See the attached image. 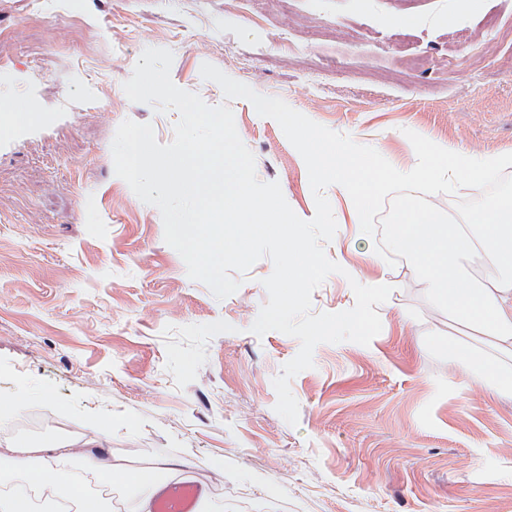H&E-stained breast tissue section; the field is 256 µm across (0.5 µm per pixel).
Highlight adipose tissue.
Listing matches in <instances>:
<instances>
[{
  "label": "adipose tissue",
  "instance_id": "ef3b65f1",
  "mask_svg": "<svg viewBox=\"0 0 512 512\" xmlns=\"http://www.w3.org/2000/svg\"><path fill=\"white\" fill-rule=\"evenodd\" d=\"M387 240L392 251L412 259L430 294L447 308L449 320L496 345L497 355L474 349L468 360L487 393H512V367L501 361L502 355L512 356V195L462 222L439 219L427 208L402 206ZM480 255L490 266L484 275L472 268ZM110 435L103 427L79 438L30 444L1 438L0 512H28L27 500L18 495L25 488L48 503L73 501L78 512H115L110 500L87 491L91 478L103 485L128 480L129 512H152L154 494L145 491V484L178 470L179 461L138 469L117 463L107 446Z\"/></svg>",
  "mask_w": 512,
  "mask_h": 512
}]
</instances>
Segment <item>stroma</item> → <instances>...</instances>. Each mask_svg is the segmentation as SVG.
Segmentation results:
<instances>
[{
  "mask_svg": "<svg viewBox=\"0 0 512 512\" xmlns=\"http://www.w3.org/2000/svg\"><path fill=\"white\" fill-rule=\"evenodd\" d=\"M148 47L172 52L177 87L229 104L258 179L305 220L302 156L203 64L401 171L409 129L512 153V0H0V109L33 117L0 129V437L108 425L121 463L184 459L209 512H512V395L483 393L411 264L377 255L331 187L327 256L395 287L369 345L320 344L292 379L297 425L276 413L273 380L300 344L250 331L270 259L217 299L114 173L123 120L162 144L179 120L124 93ZM354 304L336 273L312 295L316 314Z\"/></svg>",
  "mask_w": 512,
  "mask_h": 512,
  "instance_id": "obj_1",
  "label": "stroma"
}]
</instances>
